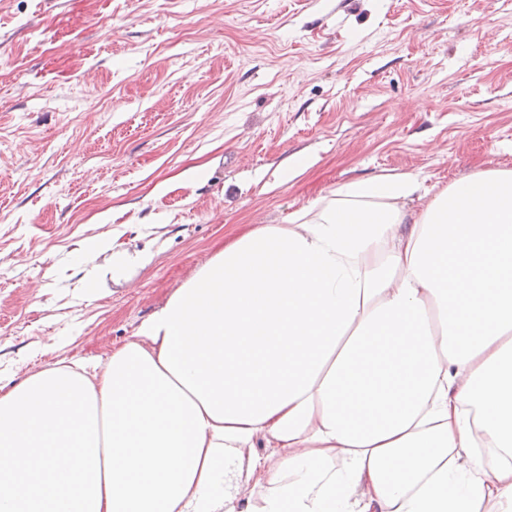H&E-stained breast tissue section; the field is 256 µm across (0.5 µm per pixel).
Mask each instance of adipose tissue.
<instances>
[{"mask_svg": "<svg viewBox=\"0 0 512 512\" xmlns=\"http://www.w3.org/2000/svg\"><path fill=\"white\" fill-rule=\"evenodd\" d=\"M0 512H512V170L346 183L0 394Z\"/></svg>", "mask_w": 512, "mask_h": 512, "instance_id": "1", "label": "adipose tissue"}]
</instances>
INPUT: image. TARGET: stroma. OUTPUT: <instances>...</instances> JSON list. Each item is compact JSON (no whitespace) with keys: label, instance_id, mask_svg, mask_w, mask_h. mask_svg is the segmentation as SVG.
Listing matches in <instances>:
<instances>
[{"label":"stroma","instance_id":"1","mask_svg":"<svg viewBox=\"0 0 512 512\" xmlns=\"http://www.w3.org/2000/svg\"><path fill=\"white\" fill-rule=\"evenodd\" d=\"M504 168L512 0H0V386L345 183ZM115 232L143 258L100 283Z\"/></svg>","mask_w":512,"mask_h":512}]
</instances>
